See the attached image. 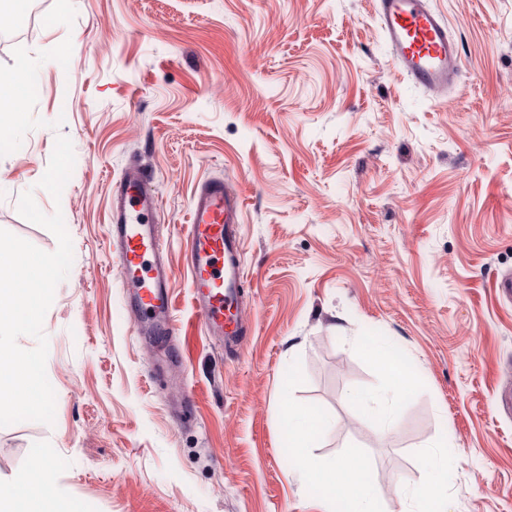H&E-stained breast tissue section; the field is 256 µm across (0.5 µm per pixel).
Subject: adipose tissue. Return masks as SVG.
I'll return each mask as SVG.
<instances>
[{"instance_id": "1", "label": "adipose tissue", "mask_w": 512, "mask_h": 512, "mask_svg": "<svg viewBox=\"0 0 512 512\" xmlns=\"http://www.w3.org/2000/svg\"><path fill=\"white\" fill-rule=\"evenodd\" d=\"M411 378L405 373L389 379L380 388L367 391L351 390L348 399L377 414L382 431H394L399 421L398 402L410 387ZM285 421L288 424V447L292 463L301 479H309L311 474H319L320 485L327 499H335L336 488L348 486L351 495L345 501L344 512H380L378 498L373 490L370 470L364 461H349L342 457L327 469L315 470L314 462L307 450L323 430L327 421L313 414L305 406L294 400H287ZM424 467L426 478L417 488L410 490L411 498L418 500L422 512H448L447 499L442 491V483L447 476L448 455L444 443H437L427 456ZM0 512H60L56 502L42 494L28 478L17 477L8 495H0Z\"/></svg>"}]
</instances>
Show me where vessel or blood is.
Masks as SVG:
<instances>
[{
    "mask_svg": "<svg viewBox=\"0 0 512 512\" xmlns=\"http://www.w3.org/2000/svg\"><path fill=\"white\" fill-rule=\"evenodd\" d=\"M374 13L390 58L403 76L434 96L459 84L461 50L448 23L428 0H374ZM156 193L149 176L127 168L112 192L110 243L123 269L130 307L139 328L152 336L169 332L173 304L171 275L153 224ZM243 201L222 181L201 183L192 198L187 226L186 265L190 289L208 335L234 345L246 333L238 314L245 276L239 261Z\"/></svg>",
    "mask_w": 512,
    "mask_h": 512,
    "instance_id": "1",
    "label": "vessel or blood"
}]
</instances>
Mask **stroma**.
Returning a JSON list of instances; mask_svg holds the SVG:
<instances>
[{
  "label": "stroma",
  "mask_w": 512,
  "mask_h": 512,
  "mask_svg": "<svg viewBox=\"0 0 512 512\" xmlns=\"http://www.w3.org/2000/svg\"><path fill=\"white\" fill-rule=\"evenodd\" d=\"M463 52L462 95L438 99L391 62L373 0H0V77L37 74L0 125V229L41 250L18 212H61L74 261L43 331L53 425L0 427V487L39 470L66 512H328L285 450L282 384L331 421L310 449L370 467L381 512L445 442L448 512H512V0H431ZM75 165L38 183L57 136ZM155 178L187 352L135 335L108 248L112 185ZM244 199L232 352L202 329L184 262L197 186ZM413 383L397 429L348 402L391 373Z\"/></svg>",
  "instance_id": "obj_1"
}]
</instances>
